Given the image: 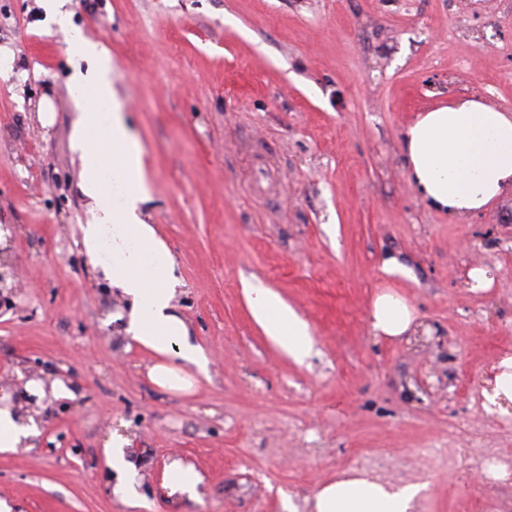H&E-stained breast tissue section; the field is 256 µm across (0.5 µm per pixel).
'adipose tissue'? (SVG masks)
<instances>
[{
	"instance_id": "1",
	"label": "adipose tissue",
	"mask_w": 512,
	"mask_h": 512,
	"mask_svg": "<svg viewBox=\"0 0 512 512\" xmlns=\"http://www.w3.org/2000/svg\"><path fill=\"white\" fill-rule=\"evenodd\" d=\"M38 2L48 22L67 35L73 61L68 143L80 165L79 189L90 201V218L80 227L85 260L126 299L128 313L120 329L154 356L150 381L166 391L191 392L196 377L207 376V360L177 311L173 256L144 219L151 193L143 150L112 88V58L103 45L83 37L68 0ZM401 145L410 183L434 210L463 220L512 191V111L481 97L457 96L419 114L405 129ZM116 183L122 188L118 203L112 200ZM244 293L267 336L295 361H304L312 349L308 323L270 289L248 284ZM369 321L377 337L413 336L423 328L410 305L389 292L374 298ZM124 445V438L113 436L107 454L118 477L114 492L130 503L139 495L137 465ZM421 491L418 485L396 488L362 473L320 487L310 508L414 512Z\"/></svg>"
}]
</instances>
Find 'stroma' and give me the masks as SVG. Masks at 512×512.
I'll list each match as a JSON object with an SVG mask.
<instances>
[{
  "label": "stroma",
  "instance_id": "35a3bbf8",
  "mask_svg": "<svg viewBox=\"0 0 512 512\" xmlns=\"http://www.w3.org/2000/svg\"><path fill=\"white\" fill-rule=\"evenodd\" d=\"M109 51L143 148L149 223L171 250L177 309L209 360L193 394L147 375L87 265L68 147L69 45L37 0H0V387L67 378L28 446L0 452L12 512H309L356 471L423 484L416 512H512V401L484 396L512 358V195L466 222L426 207L399 151L416 116L475 94L512 108V0H72ZM53 125L38 119L42 99ZM393 257L399 270L388 273ZM493 283L474 290L473 268ZM272 289L309 323L295 362L252 318ZM390 292L426 336H373ZM138 462L120 501L113 434ZM197 498L163 499L173 459Z\"/></svg>",
  "mask_w": 512,
  "mask_h": 512
}]
</instances>
